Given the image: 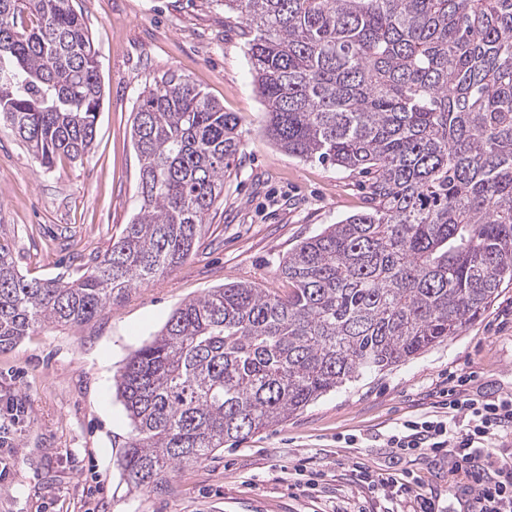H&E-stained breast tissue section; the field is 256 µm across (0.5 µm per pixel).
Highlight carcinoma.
Here are the masks:
<instances>
[{
  "instance_id": "1",
  "label": "carcinoma",
  "mask_w": 512,
  "mask_h": 512,
  "mask_svg": "<svg viewBox=\"0 0 512 512\" xmlns=\"http://www.w3.org/2000/svg\"><path fill=\"white\" fill-rule=\"evenodd\" d=\"M242 21L264 132L370 177L368 210L288 252V295L253 282L181 303L117 381L128 486L161 485L366 371L458 335L512 281V0H224ZM29 14L36 23H19ZM103 102L70 0H0V123L45 167L88 155ZM239 118L164 74L133 118L134 220L71 281L0 244V348L79 326L184 263L224 197Z\"/></svg>"
}]
</instances>
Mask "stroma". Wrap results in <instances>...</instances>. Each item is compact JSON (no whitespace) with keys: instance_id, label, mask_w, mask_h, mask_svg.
<instances>
[{"instance_id":"stroma-1","label":"stroma","mask_w":512,"mask_h":512,"mask_svg":"<svg viewBox=\"0 0 512 512\" xmlns=\"http://www.w3.org/2000/svg\"><path fill=\"white\" fill-rule=\"evenodd\" d=\"M98 53L103 105L83 160L40 164L0 126V243L29 278L79 276L135 215L138 98L163 74L187 76L241 119L244 148L191 257L133 289L92 321L47 324L0 350V512H397L350 481L366 461L391 471L385 436L435 411L450 375L472 390L512 392V283L456 336L382 372H366L287 421L177 467L161 487L129 490L118 460L131 433L115 379L181 303L249 281L288 290L279 264L297 244L369 205L365 174L278 150L262 130L240 29L224 0H72ZM25 412L11 417L10 403ZM360 437L346 447V436ZM423 493L453 499L446 461L410 462ZM316 489L303 491L307 479Z\"/></svg>"}]
</instances>
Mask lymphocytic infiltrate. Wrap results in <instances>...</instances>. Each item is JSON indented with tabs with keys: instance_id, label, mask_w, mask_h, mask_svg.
Returning a JSON list of instances; mask_svg holds the SVG:
<instances>
[{
	"instance_id": "lymphocytic-infiltrate-1",
	"label": "lymphocytic infiltrate",
	"mask_w": 512,
	"mask_h": 512,
	"mask_svg": "<svg viewBox=\"0 0 512 512\" xmlns=\"http://www.w3.org/2000/svg\"><path fill=\"white\" fill-rule=\"evenodd\" d=\"M467 384L464 377L449 383L447 412L401 422L384 446L402 462L418 456L449 459L448 480L465 485L472 512H512V460L493 451L495 443L512 435V393L476 397ZM352 473L370 493L399 498L406 512H439L436 499L420 492L411 471L382 473L359 463Z\"/></svg>"
}]
</instances>
